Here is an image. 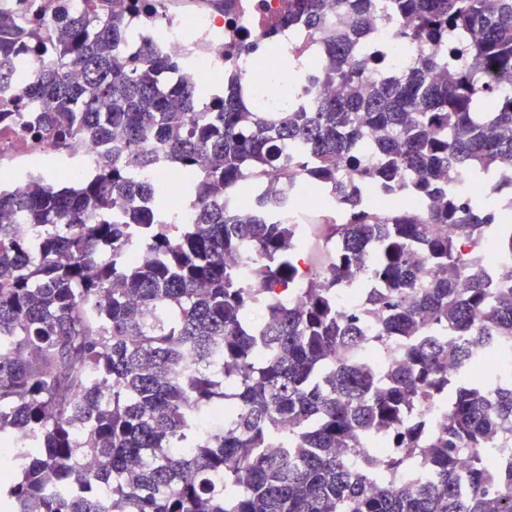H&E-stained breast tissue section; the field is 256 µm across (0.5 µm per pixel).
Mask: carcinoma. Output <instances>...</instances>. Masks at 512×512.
<instances>
[{"mask_svg": "<svg viewBox=\"0 0 512 512\" xmlns=\"http://www.w3.org/2000/svg\"><path fill=\"white\" fill-rule=\"evenodd\" d=\"M107 2L66 18L53 61L30 79L0 67V94L18 88L36 106L33 133L57 161L88 135L121 130L76 190L52 187L48 169L0 194V210L22 215L0 224V446L14 463L0 512H512V487L482 455L490 432L512 449V368L496 370L504 384L490 396L477 356L447 340L452 330L492 349L512 343V267L495 282L478 250L498 234L512 250V208L492 215L484 196L459 198L440 181L497 173V190L512 194V0H288L282 22L329 47L305 61L324 92L294 112L205 81L161 87L171 61L118 54L130 27ZM373 12L419 47L417 66L388 81L371 78L360 39ZM39 31L32 13L24 45L0 41V53L35 45ZM362 126L379 135L375 165L358 149ZM153 136L181 169L193 224L162 223L159 188L132 181L155 168ZM279 144L311 159L344 207L345 223L325 224L338 243L327 276L304 277L296 225L263 202L243 222L224 202L255 195L249 176L283 163ZM404 168L419 176L409 187ZM366 182L384 188L392 218L359 204ZM408 192L433 206L406 209ZM136 249L158 260L129 261ZM299 285L302 304L285 305ZM340 288L379 314L374 341L362 311L336 309ZM257 301L263 326L250 317ZM390 337L410 343L381 386L367 354ZM449 361L464 365L454 385ZM429 402L448 408L435 434L416 420ZM222 403L234 410L197 427ZM285 423L287 448L265 452ZM372 430L396 445L380 480L420 467L429 479L372 486Z\"/></svg>", "mask_w": 512, "mask_h": 512, "instance_id": "1", "label": "carcinoma"}]
</instances>
